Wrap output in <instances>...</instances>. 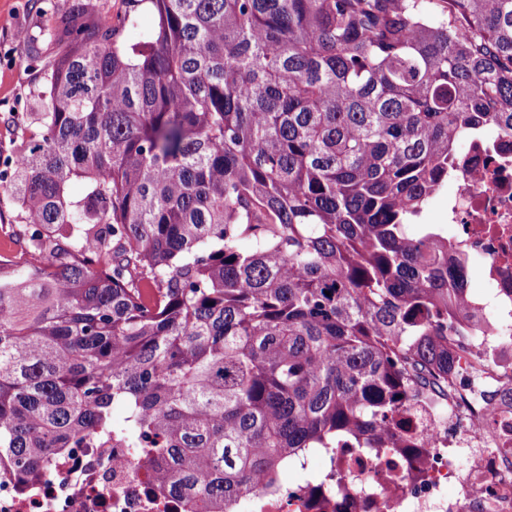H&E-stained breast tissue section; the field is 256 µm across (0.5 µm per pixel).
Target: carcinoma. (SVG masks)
Returning a JSON list of instances; mask_svg holds the SVG:
<instances>
[{
	"instance_id": "carcinoma-1",
	"label": "carcinoma",
	"mask_w": 512,
	"mask_h": 512,
	"mask_svg": "<svg viewBox=\"0 0 512 512\" xmlns=\"http://www.w3.org/2000/svg\"><path fill=\"white\" fill-rule=\"evenodd\" d=\"M125 3L69 0L44 110L9 116L0 475L108 443L215 512L406 447L469 294L408 228L459 141L512 139V0Z\"/></svg>"
}]
</instances>
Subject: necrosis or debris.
I'll return each instance as SVG.
<instances>
[{"label": "necrosis or debris", "instance_id": "4bbe7bcc", "mask_svg": "<svg viewBox=\"0 0 512 512\" xmlns=\"http://www.w3.org/2000/svg\"><path fill=\"white\" fill-rule=\"evenodd\" d=\"M450 179L448 257L480 259L488 298L448 344L454 367L443 405L418 407L410 448L373 457L344 448L325 455L345 489L321 484L265 494L246 512H512V140L470 137ZM0 512H191L149 479L125 448H75L46 479L16 491L0 483Z\"/></svg>", "mask_w": 512, "mask_h": 512}]
</instances>
